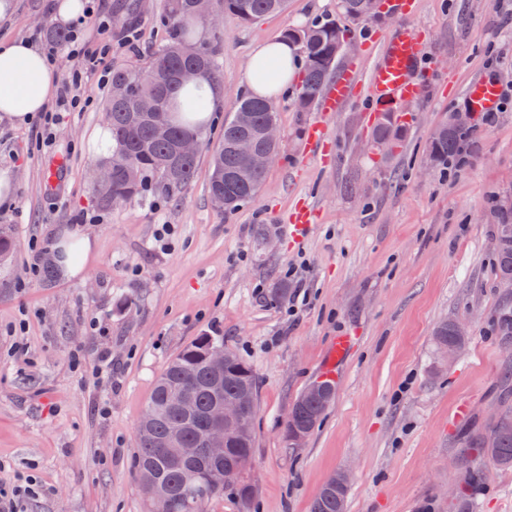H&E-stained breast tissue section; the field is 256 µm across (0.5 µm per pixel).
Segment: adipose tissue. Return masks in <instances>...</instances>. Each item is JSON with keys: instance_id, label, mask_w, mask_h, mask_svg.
Returning a JSON list of instances; mask_svg holds the SVG:
<instances>
[{"instance_id": "adipose-tissue-1", "label": "adipose tissue", "mask_w": 512, "mask_h": 512, "mask_svg": "<svg viewBox=\"0 0 512 512\" xmlns=\"http://www.w3.org/2000/svg\"><path fill=\"white\" fill-rule=\"evenodd\" d=\"M251 58L287 60L288 72L280 76L279 87L299 80L302 55L296 44L267 40L253 47ZM57 79L55 67L31 41L0 40V121L23 125L49 111ZM93 247L92 239L80 229L68 230L54 245V260L65 273L75 276L82 272Z\"/></svg>"}]
</instances>
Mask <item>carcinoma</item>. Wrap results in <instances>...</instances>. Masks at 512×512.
Instances as JSON below:
<instances>
[{
	"instance_id": "obj_1",
	"label": "carcinoma",
	"mask_w": 512,
	"mask_h": 512,
	"mask_svg": "<svg viewBox=\"0 0 512 512\" xmlns=\"http://www.w3.org/2000/svg\"><path fill=\"white\" fill-rule=\"evenodd\" d=\"M344 14L353 20L366 19V0H341ZM288 7V0H207L199 6L197 0H163L161 24L168 36L151 55L142 70L116 68L112 70V85L122 86L123 96H108L105 105L107 126L112 132V183L96 188L105 205L144 198L150 193L149 178L157 179L159 186L175 193L187 187L194 179L199 154L190 156L177 152L179 140L194 135L200 146L206 145L205 129L199 127L204 89L200 86L185 88L177 80L178 73L190 66L203 71V78L218 80L220 36L211 43H197L193 38L192 23L204 18V11L218 10L231 14L244 23L261 16L279 13ZM284 38L301 44L305 67L296 111L307 112L319 99L322 90L341 60L344 42L340 25L326 21L306 29H288ZM144 96L158 100L162 111L168 113L167 135H157L152 121L135 115L137 101ZM230 116L224 120V133L218 147L212 152L208 191L214 197L224 192V209L233 211L256 199L266 169H251L237 155L234 144L243 136L255 139L258 146L276 155L280 145H268L262 140V130L278 124L274 103L253 95L239 94L230 105ZM472 129L440 126V133L430 140L428 152L435 163L445 164L456 155ZM374 138L387 141L398 148L403 138L402 129L388 116L379 121ZM497 254V274L512 273V221L506 219L498 225L494 242ZM436 348H452L460 342L453 335L449 322L440 323L434 330ZM219 343L212 336H199L184 347L158 376L150 399L136 429L137 473L142 488L155 483L168 486L171 497L169 512H205L206 504L228 494L241 508L249 512L254 487L250 479L224 475L234 457L251 453L254 449L253 421L257 410L258 382L252 368L239 355L230 352L231 360L223 375L221 388H215L214 377L208 367L206 355L211 346ZM189 393L198 402L197 412L185 416L173 404L176 392ZM241 396L245 402L248 421L246 437L231 448L224 461L213 462L206 454L205 434L214 404L224 397ZM328 406L314 401L296 399L289 414L294 426L312 433L320 424ZM176 423L185 439V447L199 449L195 459L180 467L170 463V449L164 447L165 432L170 423ZM493 433L494 444L483 447L487 433ZM463 458L479 451L496 466L512 468V401L509 388L500 398V423L485 424L479 429L466 431L458 440ZM349 487L336 485L331 476L319 489L312 503V512H346Z\"/></svg>"
}]
</instances>
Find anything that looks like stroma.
<instances>
[{
    "instance_id": "stroma-1",
    "label": "stroma",
    "mask_w": 512,
    "mask_h": 512,
    "mask_svg": "<svg viewBox=\"0 0 512 512\" xmlns=\"http://www.w3.org/2000/svg\"><path fill=\"white\" fill-rule=\"evenodd\" d=\"M51 2L13 0L0 39L35 38L51 23ZM98 2L112 16L109 68L144 67L164 36L162 0ZM326 20L356 47L342 69L360 74L398 27L426 37L422 93L394 106L407 118L400 148L373 149L364 104L300 112L292 90L274 101L281 156L257 198L232 212L217 208L209 156L246 87L253 46ZM130 26L139 38L128 47ZM218 32L223 92L195 178L174 195L98 203L89 138L105 123L107 92L97 76L86 82L92 106L68 114L51 147L37 148L35 126L0 123V173L13 184L0 226L18 241L0 259V486H41L24 512H145L136 425L158 374L207 334L258 378L251 512H310L323 482L345 467L353 473L347 512H455L461 496L479 512H512V469L470 459L484 479L465 486L456 443L465 424H485L497 408L512 365V336L498 331L512 296L499 287L493 247L499 207L512 210V100L490 118L473 112L477 134L458 173L427 151L452 113L472 112L470 84L495 78L512 91V0H417L413 14L365 21L346 17L340 0H288L284 12L252 23L220 15ZM315 125L324 133L318 144L307 140ZM53 161L65 175L51 195L43 173ZM300 207L313 222L295 237L288 226ZM162 224L172 233L161 241ZM75 227L94 242L82 276L26 277L51 258L58 233ZM300 262L309 301L291 316L283 272ZM446 319L468 321L469 333L445 363L432 334ZM338 335L352 346L336 366L335 400L292 447L288 412L322 377ZM77 348L80 371L70 365ZM106 350L112 373L93 378Z\"/></svg>"
}]
</instances>
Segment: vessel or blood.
Here are the masks:
<instances>
[{"label":"vessel or blood","mask_w":512,"mask_h":512,"mask_svg":"<svg viewBox=\"0 0 512 512\" xmlns=\"http://www.w3.org/2000/svg\"><path fill=\"white\" fill-rule=\"evenodd\" d=\"M423 53L422 38L407 27L398 28L381 50L366 81H359L354 72L342 73L323 94L322 110H338L358 93L373 108L417 99L422 92L417 71ZM468 94L473 106L484 111L495 105L498 88L496 84L482 81L472 85Z\"/></svg>","instance_id":"obj_1"}]
</instances>
